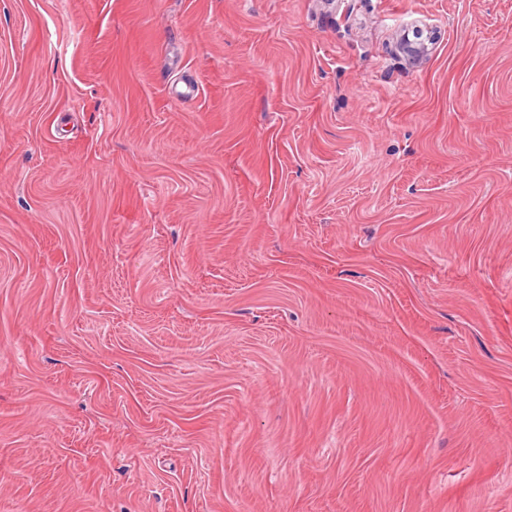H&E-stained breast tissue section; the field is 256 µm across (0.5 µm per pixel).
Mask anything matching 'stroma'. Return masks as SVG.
<instances>
[{
	"mask_svg": "<svg viewBox=\"0 0 512 512\" xmlns=\"http://www.w3.org/2000/svg\"><path fill=\"white\" fill-rule=\"evenodd\" d=\"M0 512H512V0H0Z\"/></svg>",
	"mask_w": 512,
	"mask_h": 512,
	"instance_id": "35a3bbf8",
	"label": "stroma"
}]
</instances>
